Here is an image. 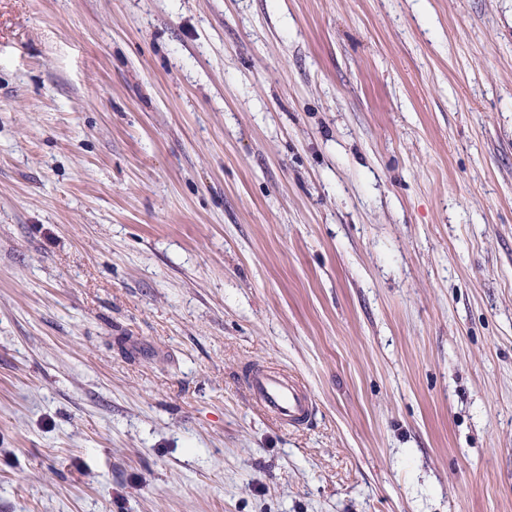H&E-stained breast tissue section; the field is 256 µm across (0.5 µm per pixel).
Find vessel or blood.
I'll use <instances>...</instances> for the list:
<instances>
[{"label":"vessel or blood","mask_w":512,"mask_h":512,"mask_svg":"<svg viewBox=\"0 0 512 512\" xmlns=\"http://www.w3.org/2000/svg\"><path fill=\"white\" fill-rule=\"evenodd\" d=\"M245 385L253 402L266 414L293 428L307 424L314 410L311 394L294 377L264 365L253 366Z\"/></svg>","instance_id":"vessel-or-blood-1"}]
</instances>
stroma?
<instances>
[{
    "label": "stroma",
    "instance_id": "1",
    "mask_svg": "<svg viewBox=\"0 0 512 512\" xmlns=\"http://www.w3.org/2000/svg\"><path fill=\"white\" fill-rule=\"evenodd\" d=\"M0 512H512V0H0ZM246 388L253 402L266 414L293 428L307 424L315 410L311 394L294 377L282 370L254 365Z\"/></svg>",
    "mask_w": 512,
    "mask_h": 512
}]
</instances>
